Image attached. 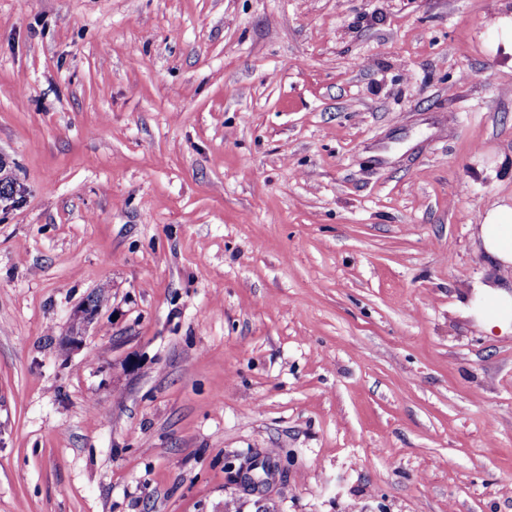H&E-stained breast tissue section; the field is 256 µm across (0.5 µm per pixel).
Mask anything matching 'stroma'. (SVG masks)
Instances as JSON below:
<instances>
[{
  "label": "stroma",
  "mask_w": 512,
  "mask_h": 512,
  "mask_svg": "<svg viewBox=\"0 0 512 512\" xmlns=\"http://www.w3.org/2000/svg\"><path fill=\"white\" fill-rule=\"evenodd\" d=\"M511 16L0 0V512H512ZM478 238L484 251L510 275L512 265V207L496 205L480 217ZM479 288L489 290L490 294H492L498 303H501V307L498 309V317L496 319H488L485 320L481 314V319L484 321V326L487 330H490L493 326H502L509 325V321L511 320L512 326V295L507 290L498 289L504 287L490 286V285H482ZM510 303V307H509Z\"/></svg>",
  "instance_id": "obj_1"
}]
</instances>
